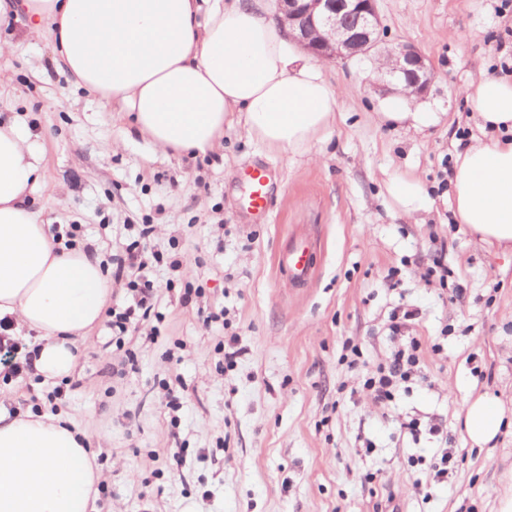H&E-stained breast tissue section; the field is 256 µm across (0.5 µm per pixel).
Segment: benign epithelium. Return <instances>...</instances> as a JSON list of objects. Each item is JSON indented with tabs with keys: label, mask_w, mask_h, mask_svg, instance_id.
<instances>
[{
	"label": "benign epithelium",
	"mask_w": 512,
	"mask_h": 512,
	"mask_svg": "<svg viewBox=\"0 0 512 512\" xmlns=\"http://www.w3.org/2000/svg\"><path fill=\"white\" fill-rule=\"evenodd\" d=\"M277 20L305 50L347 62L376 57L389 82L421 95L431 81L425 56L412 44L383 39L378 0H276Z\"/></svg>",
	"instance_id": "7a95c632"
}]
</instances>
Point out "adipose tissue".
I'll return each mask as SVG.
<instances>
[{
	"label": "adipose tissue",
	"instance_id": "obj_1",
	"mask_svg": "<svg viewBox=\"0 0 512 512\" xmlns=\"http://www.w3.org/2000/svg\"><path fill=\"white\" fill-rule=\"evenodd\" d=\"M12 13L52 37L72 84L165 152L218 150L235 116L261 145L300 156L339 110L321 63L290 45L266 0H0V19ZM468 106L480 135L456 154L453 215L512 257V77L478 75ZM42 168L26 123L0 121V321L14 338L35 331L32 371L54 384L74 375L112 290L99 257L56 242L33 209ZM385 188L407 221L432 208L417 176L388 175ZM504 418L499 400L473 399L471 444L485 448ZM103 478L64 415L0 409V512H98Z\"/></svg>",
	"mask_w": 512,
	"mask_h": 512
}]
</instances>
